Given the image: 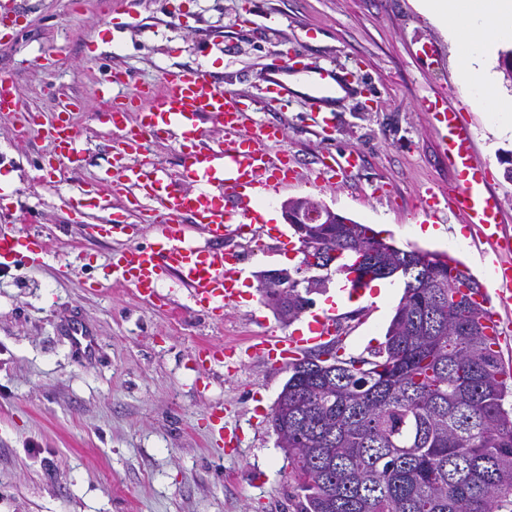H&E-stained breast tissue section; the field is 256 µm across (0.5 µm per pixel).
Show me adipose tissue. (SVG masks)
<instances>
[{"mask_svg":"<svg viewBox=\"0 0 512 512\" xmlns=\"http://www.w3.org/2000/svg\"><path fill=\"white\" fill-rule=\"evenodd\" d=\"M458 53L459 85L483 109L493 129L512 135V102L501 98L487 66L501 45L512 43V0H413Z\"/></svg>","mask_w":512,"mask_h":512,"instance_id":"ef3b65f1","label":"adipose tissue"}]
</instances>
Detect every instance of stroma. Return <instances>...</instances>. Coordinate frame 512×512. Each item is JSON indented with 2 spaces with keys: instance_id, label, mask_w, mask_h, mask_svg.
I'll return each instance as SVG.
<instances>
[{
  "instance_id": "1",
  "label": "stroma",
  "mask_w": 512,
  "mask_h": 512,
  "mask_svg": "<svg viewBox=\"0 0 512 512\" xmlns=\"http://www.w3.org/2000/svg\"><path fill=\"white\" fill-rule=\"evenodd\" d=\"M16 2L13 35L0 39V75L14 79L26 109L46 117L61 100H80L82 152L50 182L38 165L50 149L40 127L20 141L0 116V183L14 192L0 225L51 247L44 261L0 271V512H294L290 462L269 423L287 362L257 354L239 369L205 372L194 357L204 345L243 348L264 333L291 332L264 304L255 274L293 268L297 239L286 223L227 229L224 247L237 256L245 297L220 316L192 307L171 275L153 302L113 283L112 254L152 245L157 231L144 204L128 215V229L97 232L117 213L112 199L89 192L113 154L95 96L100 74L114 69L156 85L207 69L212 82L244 96L258 124L283 131L278 147L298 179L272 206L292 196L323 200L400 248L452 252L484 284L488 267L469 238L457 237L456 217L420 206L428 189L454 180L423 102L442 93L473 124L477 159L510 232L504 158L512 139L487 131L459 90L455 48L412 0H126L122 15L107 0ZM287 50L348 72L356 92L337 101L328 126L316 124L305 95L285 108L270 102L266 74ZM352 150L358 168L320 179L323 163ZM420 226L436 236L418 235ZM383 287L386 302L368 296L343 307L347 353L384 342L403 283L372 284ZM76 328L93 336L92 347L73 343ZM216 408L233 444L215 435Z\"/></svg>"
}]
</instances>
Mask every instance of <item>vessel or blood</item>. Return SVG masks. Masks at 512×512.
<instances>
[{"mask_svg": "<svg viewBox=\"0 0 512 512\" xmlns=\"http://www.w3.org/2000/svg\"><path fill=\"white\" fill-rule=\"evenodd\" d=\"M303 71L313 86L308 100L317 109L346 85L344 76L333 68L307 63ZM119 86L125 88V95L113 96ZM97 94L107 105L115 141L113 171L100 179L98 188L150 200L158 232L152 249L130 246L113 254V282L132 286L140 297L150 300L157 295L161 273L168 272L202 311L220 313L239 303L243 293L233 270L237 258L218 244L224 238L225 224L262 222L261 213L251 206V191L274 193L287 186L293 170L287 153L276 148L279 130L256 124L238 92L214 85L199 69L164 78L158 86L134 87L123 73L112 72L98 81ZM425 108L437 122L440 150L454 171L456 187L446 206L471 227L473 246L488 260L490 288L476 294L475 300L487 312V336L500 342L511 328L504 315L512 311V236L505 231L497 196L486 190L483 171L474 161L475 135L470 123L444 99L426 102ZM78 110V101L68 99L52 115L50 164H62L80 153L72 122ZM0 112L22 126L40 120L39 114L22 109L14 80L4 74L0 75ZM207 121L223 126V144L203 142L202 125ZM157 137L181 146L176 176L166 174L150 156L147 145ZM359 161V153H346L321 174L324 180H334L356 169ZM179 180L191 183V190L177 189ZM186 215L202 226L210 246L188 244V227L182 222ZM49 251L45 239L24 244L0 228V261L24 262L29 255L43 256ZM337 332V310L332 307L313 315L307 331L266 334L258 337L255 348L262 354L294 356Z\"/></svg>", "mask_w": 512, "mask_h": 512, "instance_id": "vessel-or-blood-1", "label": "vessel or blood"}]
</instances>
